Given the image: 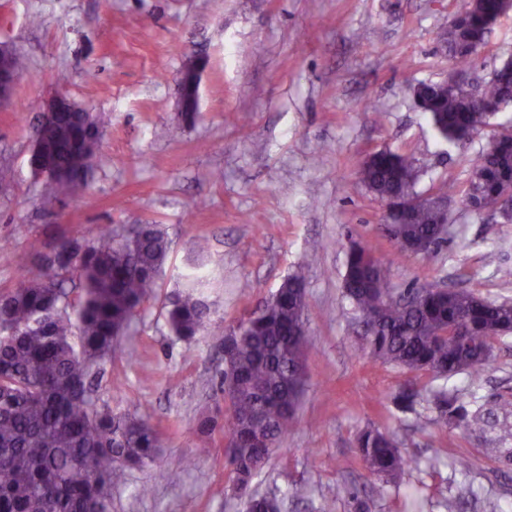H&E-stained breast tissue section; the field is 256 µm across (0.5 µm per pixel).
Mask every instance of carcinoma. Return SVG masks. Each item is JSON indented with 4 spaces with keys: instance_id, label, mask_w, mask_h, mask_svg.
Segmentation results:
<instances>
[{
    "instance_id": "carcinoma-1",
    "label": "carcinoma",
    "mask_w": 512,
    "mask_h": 512,
    "mask_svg": "<svg viewBox=\"0 0 512 512\" xmlns=\"http://www.w3.org/2000/svg\"><path fill=\"white\" fill-rule=\"evenodd\" d=\"M498 0H473L468 22L448 29V45L487 43L486 15ZM512 104V63L496 68L477 94L434 93L420 103L438 133L464 142L490 115ZM100 134L88 112L61 113L41 124L34 142L47 148L66 179L42 180L45 198L84 190L97 153L76 144L84 128ZM358 173L380 200L412 201L407 224L385 230L401 253L428 256L446 241L431 200L413 186L416 160L390 150L369 154ZM512 188V125L483 153L463 194L469 202L496 201ZM168 238L158 224H136L117 241L105 233L93 241L63 239L44 257V273L0 290V512H112V483L126 470L155 462L159 436L144 415H114L98 404L94 382L135 310L155 292ZM76 273L82 290L72 303L62 287ZM347 298L360 313L363 349L375 360L412 374L400 392L403 408L421 396L418 374H479L494 343L512 334V304L461 288H413L395 293L387 268L365 245L348 253L343 275ZM305 275L299 268L224 337V434L232 483L247 497L246 512H280L274 494H253L251 482L288 434L305 381ZM212 310L190 291L167 310L170 332L189 341L207 329ZM356 452L379 477L395 478L409 459L393 437L362 430Z\"/></svg>"
}]
</instances>
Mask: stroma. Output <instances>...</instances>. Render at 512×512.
<instances>
[{
  "label": "stroma",
  "instance_id": "obj_1",
  "mask_svg": "<svg viewBox=\"0 0 512 512\" xmlns=\"http://www.w3.org/2000/svg\"><path fill=\"white\" fill-rule=\"evenodd\" d=\"M465 0H0V43L26 62L0 104V289L20 278L31 241L92 240L157 224L171 244L155 296L102 365L96 396L116 413L149 414L157 461L112 487V512H245L224 455V330L296 268L306 275L307 383L282 447L251 488L276 491L284 512H512V336L480 377L420 378L413 411L394 398L405 376L361 353L346 298L349 248L369 246L392 288H465L512 303V222L448 204L451 235L428 257L396 252L384 204L358 175L388 149L416 159L414 191L464 185L482 152L512 124V105L463 144L443 139L411 88L454 72L489 79L512 56V11L484 50L458 68L441 34ZM209 59L199 117L177 118L190 53ZM56 93L99 116V158L83 195L45 200L29 167L43 102ZM209 248H196L199 239ZM210 280L211 325L186 343L166 323L190 274ZM470 412L457 425L434 401ZM210 416L212 431L199 422ZM386 430L413 460L399 477L370 475L361 430ZM466 459L459 469L457 459ZM149 496H140L141 486ZM341 496H334L335 486ZM469 496H461L462 488Z\"/></svg>",
  "mask_w": 512,
  "mask_h": 512
}]
</instances>
